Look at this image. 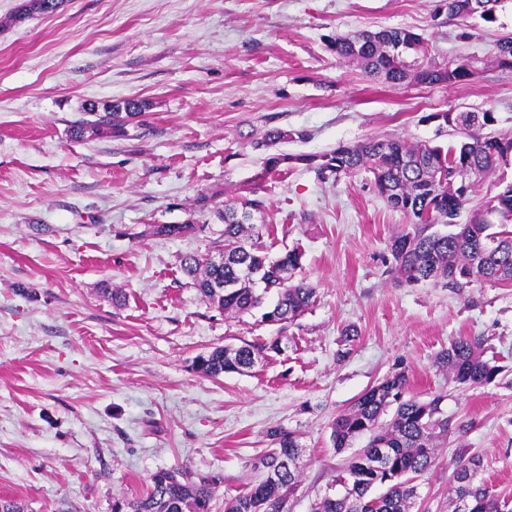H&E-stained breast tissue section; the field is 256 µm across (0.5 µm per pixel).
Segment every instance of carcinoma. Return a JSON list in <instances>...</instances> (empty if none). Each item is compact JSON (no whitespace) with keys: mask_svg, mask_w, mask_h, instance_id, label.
I'll return each mask as SVG.
<instances>
[{"mask_svg":"<svg viewBox=\"0 0 512 512\" xmlns=\"http://www.w3.org/2000/svg\"><path fill=\"white\" fill-rule=\"evenodd\" d=\"M63 0H24L13 18L21 22L34 12L52 13ZM502 0H455L448 15L463 20L478 16L492 21ZM336 58L356 64L363 72L392 85L416 82L428 86L472 81L479 72L472 61L459 58L438 63L429 57L425 38L406 28L376 32L358 30L330 42ZM496 63L512 69V38L498 41ZM146 103L130 98L104 109L92 105L88 118L72 126L71 136L86 131L116 132L144 114ZM460 139L446 146L430 141L412 143L402 138H371L357 145H339L320 155L274 154L265 159L253 181H263L280 167L299 164L321 180L360 171L372 175L374 185L389 207L410 219L411 230L391 242L392 271L406 284L443 282L462 287L475 281L512 284V184L485 201L483 209L467 224L456 219L471 201V182H462L458 169L467 168L475 178L492 172L512 156V137L484 133L494 118L489 112L443 113ZM195 209L214 208L224 223L222 239L212 242L207 254L192 253L182 260V270L201 298L224 314H244L259 308L273 292L275 303L262 313V321L284 326L301 317L314 303L316 288L294 280L303 253L293 248L271 259L254 248L253 240L267 231L265 202L237 192L198 195ZM447 230L435 229L437 225ZM206 225L154 224L156 236L184 237L204 232ZM283 351L282 337L269 342H244L219 346L196 356L193 368L208 377L243 373L268 356ZM435 365L459 385L479 387L493 383L499 366L484 358L483 342L459 336L439 351ZM445 395L422 400L408 391L405 372L383 378L362 394L331 424L330 440L341 450L359 437H368L364 448L351 456L332 484L340 492L324 494L313 512H410L417 497L416 481L432 472L439 440L448 436L450 419L442 404ZM272 448L253 468L260 479L238 494L224 498V512H289L288 502L301 483L299 459L302 445L291 431L268 432ZM483 460L461 453L449 493L452 512L468 502V512H512V499L497 494L481 477ZM214 480L193 478L177 468L152 473L145 493L114 501L112 512H211Z\"/></svg>","mask_w":512,"mask_h":512,"instance_id":"cac0c4a2","label":"carcinoma"}]
</instances>
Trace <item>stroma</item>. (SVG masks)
<instances>
[{"mask_svg":"<svg viewBox=\"0 0 512 512\" xmlns=\"http://www.w3.org/2000/svg\"><path fill=\"white\" fill-rule=\"evenodd\" d=\"M21 3L0 0V497L27 512H112L179 468L214 479L212 512H224L282 427L304 447L288 507L311 512L367 443L336 451L331 422L403 370L412 394L445 395L452 425L413 512H448L463 449L512 498V286L398 282L389 242L409 221L369 173L323 182L298 167L251 182L272 128L297 134L279 152L312 156L374 137L450 143L436 112H489L490 131L512 135V69L494 61L512 0L491 22L450 17L448 0H64L17 22ZM388 28L422 34L437 62L474 61L478 78L393 87L327 48ZM128 98L148 102L145 116L71 138L86 104ZM249 188L273 226L266 251L300 246L297 275L317 288L284 329L257 310L224 317L180 268L224 229L192 199ZM189 220L205 232H147ZM281 333L287 351L248 373L192 367ZM458 336L482 337L495 383L469 388L436 368Z\"/></svg>","mask_w":512,"mask_h":512,"instance_id":"35a3bbf8","label":"stroma"}]
</instances>
